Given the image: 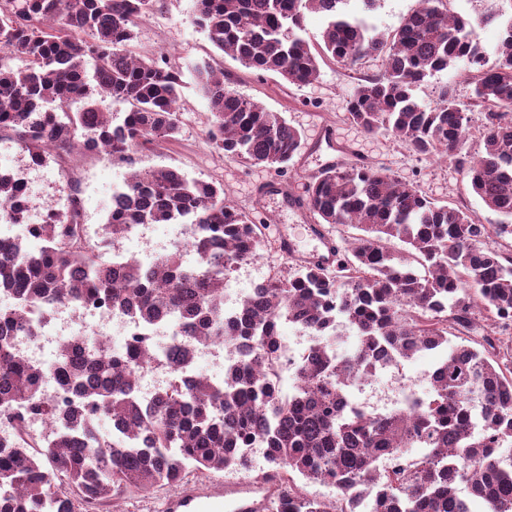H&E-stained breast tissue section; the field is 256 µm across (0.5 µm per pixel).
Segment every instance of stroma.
Wrapping results in <instances>:
<instances>
[{"label":"stroma","instance_id":"1","mask_svg":"<svg viewBox=\"0 0 512 512\" xmlns=\"http://www.w3.org/2000/svg\"><path fill=\"white\" fill-rule=\"evenodd\" d=\"M418 0H376L366 9L363 0H348L346 9L365 18L378 33L391 35L403 18L415 10ZM448 11L455 15L477 17L490 15L494 21L478 31L487 52H494L502 28L512 21V0H446ZM133 50L137 55L166 53L171 65L185 68L181 89V131L175 141H166L154 150L139 155V168L173 166L188 177L221 183L227 196L237 204L254 207L253 193L261 184H276L287 179L288 189L306 194L311 176L327 166L330 155L320 142L322 125L330 124L344 137L358 140L368 165L389 169L400 179L419 185L429 197L443 204L470 212L481 224H504L508 218L489 210L469 188L462 171L445 161H437L393 144L388 138L365 135L346 116V102L358 79L376 74L380 63L366 60L345 67L327 60L320 64L319 79L309 85L295 86L275 73L257 74L238 61L217 51L191 12V0H156L153 10L141 17L134 28ZM210 62L223 70L227 86L233 92L255 100L267 110L282 113L288 122L304 133L302 146L288 168L279 170L252 166L217 152L206 138L208 102L198 89L187 67L196 62ZM128 175L125 165L104 156L87 154L71 161H49L32 171L34 211L46 204L64 206L70 187H78L84 201L83 221L98 228L107 216L112 190L123 184ZM255 209L264 224L265 246L259 259L243 264L232 275L237 287L262 280L277 272H291L297 260L278 249L281 233H299L297 218L278 202Z\"/></svg>","mask_w":512,"mask_h":512}]
</instances>
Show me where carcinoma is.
Listing matches in <instances>:
<instances>
[{
    "label": "carcinoma",
    "mask_w": 512,
    "mask_h": 512,
    "mask_svg": "<svg viewBox=\"0 0 512 512\" xmlns=\"http://www.w3.org/2000/svg\"><path fill=\"white\" fill-rule=\"evenodd\" d=\"M348 0H192L212 45L259 73L301 86L320 76V60L354 66L381 58L378 73L355 85L347 120L465 172L491 210L512 217V21L494 50L478 29L492 16L465 19L444 0H418L388 39L345 10ZM154 0H0V137L36 166L85 146L128 165L138 153L180 133L183 71L165 54L138 57L133 27ZM309 13L325 20L323 46L303 37ZM22 56L13 69L4 56ZM456 69L472 85L470 101L443 90L434 105L416 88L434 72ZM208 100L214 148L249 165L288 167L303 133L279 112L240 97L224 71L190 66ZM130 105L123 123L97 96ZM78 107H73V104ZM481 108L484 152L463 153L467 112ZM104 234L80 233L76 200L46 207L27 237L0 238V415L21 407L50 424L49 433L20 431L0 439V512H116L134 494L180 486L189 474L247 464L245 449H266L261 480L274 488L271 509L288 512H512V367L500 359V321L512 320V253L487 241L512 235V224H479L414 183L369 166L327 167L308 185L322 223L361 231L349 256L331 270L305 263L276 272L224 313V285L260 258L263 237L251 214L226 198L221 184L188 178L174 167L134 171L115 192ZM23 186L0 176V224H26ZM141 224H190L192 237L152 263L112 268L106 239ZM398 239L407 249L395 252ZM479 300L482 340L459 343L474 328ZM105 302L149 329H172L173 378L152 403L140 399L141 372L155 352L141 334L107 348L84 337L85 352L59 345L56 368L18 355L13 336H36L53 308ZM356 337L348 352L326 344L295 368L282 392L277 337L288 322L325 340L336 317ZM224 338L246 347L224 381L186 374L179 357ZM440 352V378L412 413L346 412L337 399L344 380L368 373L381 358L407 360ZM55 374L65 397L41 400ZM413 448H424L420 457ZM336 489L333 500L308 497L304 485ZM465 485L468 494L460 493Z\"/></svg>",
    "instance_id": "obj_1"
}]
</instances>
